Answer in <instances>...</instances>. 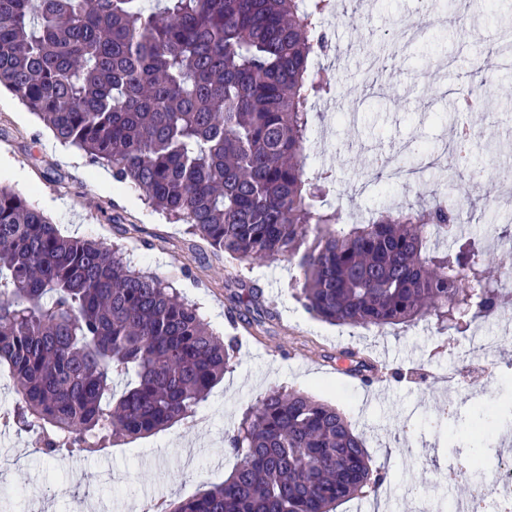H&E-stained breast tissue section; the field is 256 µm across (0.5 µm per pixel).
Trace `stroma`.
Listing matches in <instances>:
<instances>
[{
    "label": "stroma",
    "instance_id": "stroma-1",
    "mask_svg": "<svg viewBox=\"0 0 512 512\" xmlns=\"http://www.w3.org/2000/svg\"><path fill=\"white\" fill-rule=\"evenodd\" d=\"M370 16L331 17L326 34L337 54L321 60L337 94L317 119L308 153L311 172L332 170L330 196L342 217L368 219L375 208L417 203L431 192L456 193L446 159L411 154L423 177L378 182V151L441 146L455 123L474 127L480 143L512 142V61L499 34L512 26V0H443L421 12L418 0H370ZM490 98L483 108L454 106L473 80ZM0 185L23 194L63 235L124 246L133 263L170 282L195 303L215 331L236 337L232 372L195 413L147 437L120 440L95 455L37 453L35 433L0 426V455L20 461L0 471V503L20 512H76L95 502L106 512H146L153 501H177L220 484L238 458L224 435L271 388L284 387L338 406L388 473L380 492H366L336 512H416L411 486L442 479L469 454L474 422L489 421L512 402V305L480 322L475 337L411 327L364 329L326 323L295 297L297 268L280 259L241 265L196 249L187 225L155 211L126 184L105 187L84 154L62 145L6 88H0ZM502 184L487 169L477 195L483 206L464 224L492 252L512 213L500 206ZM259 288L270 318L250 337L232 296L238 280ZM369 354L382 373L372 383L350 378L337 356ZM452 411L462 438L436 424ZM40 487L41 497L27 492Z\"/></svg>",
    "mask_w": 512,
    "mask_h": 512
}]
</instances>
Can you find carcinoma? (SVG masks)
Listing matches in <instances>:
<instances>
[{
	"label": "carcinoma",
	"instance_id": "carcinoma-1",
	"mask_svg": "<svg viewBox=\"0 0 512 512\" xmlns=\"http://www.w3.org/2000/svg\"><path fill=\"white\" fill-rule=\"evenodd\" d=\"M155 2L0 0V86L214 252L295 262L298 298L324 322L463 334L498 311L512 272L487 275L459 208L437 196L345 224L333 176L308 175L330 0ZM234 301L262 307L243 281ZM236 351L123 247L65 237L0 187V365L19 396L9 419L41 454L93 455L188 418ZM225 441L235 470L165 512H335L386 481L344 412L299 391L266 393ZM482 470L465 458L436 499L459 479L474 492Z\"/></svg>",
	"mask_w": 512,
	"mask_h": 512
}]
</instances>
